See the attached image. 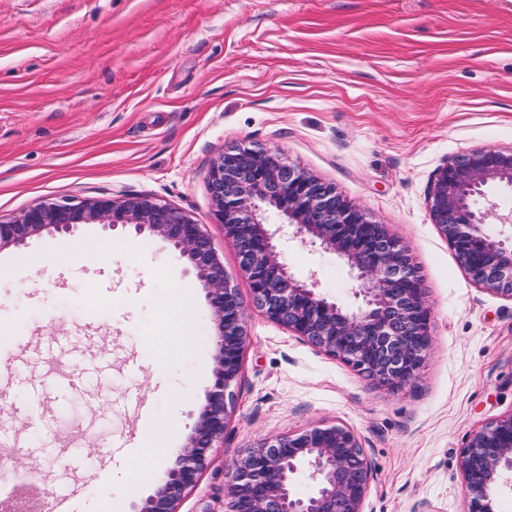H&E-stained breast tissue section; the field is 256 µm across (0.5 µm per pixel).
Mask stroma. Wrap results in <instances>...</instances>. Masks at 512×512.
Masks as SVG:
<instances>
[{
  "instance_id": "35a3bbf8",
  "label": "stroma",
  "mask_w": 512,
  "mask_h": 512,
  "mask_svg": "<svg viewBox=\"0 0 512 512\" xmlns=\"http://www.w3.org/2000/svg\"><path fill=\"white\" fill-rule=\"evenodd\" d=\"M245 144L282 151L387 224L433 311L419 377L390 394L251 307L207 189ZM512 150V0H0V219L54 199L149 195L206 226L245 304L224 441L181 512H222L262 439L340 423L372 478L364 512H464L471 430L512 413V301L476 288L433 224L435 170ZM290 271L356 306L337 255L276 235ZM94 252L86 261L85 252ZM180 301L183 337L159 297ZM211 309L163 238L83 224L0 251V461L40 480V512H138L213 383ZM169 348L146 349V335Z\"/></svg>"
}]
</instances>
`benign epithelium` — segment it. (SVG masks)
<instances>
[{"label": "benign epithelium", "instance_id": "1", "mask_svg": "<svg viewBox=\"0 0 512 512\" xmlns=\"http://www.w3.org/2000/svg\"><path fill=\"white\" fill-rule=\"evenodd\" d=\"M207 186L214 223L235 248L253 305L270 321L340 359L388 393L418 377L429 353L432 309L408 249L356 204L279 150L238 145L210 165ZM512 190V151L473 150L435 171L428 189L432 223L471 282L512 300V235L487 234L499 214L479 206L487 189ZM313 247L343 259L359 283V304L345 308L296 278L275 243L269 214ZM80 224L131 228L164 238L193 268L212 311L214 380L188 441L166 479L140 512H180L200 481L216 442L224 438L227 392L243 369L247 341L244 306L224 272L204 225L184 210L149 196L42 200L0 220V251L35 236H54ZM466 512H495L512 492V413L472 430L459 453ZM371 466L358 435L342 424L319 425L265 439L235 459L224 485L225 512H362ZM302 480L311 490L294 492Z\"/></svg>", "mask_w": 512, "mask_h": 512}]
</instances>
